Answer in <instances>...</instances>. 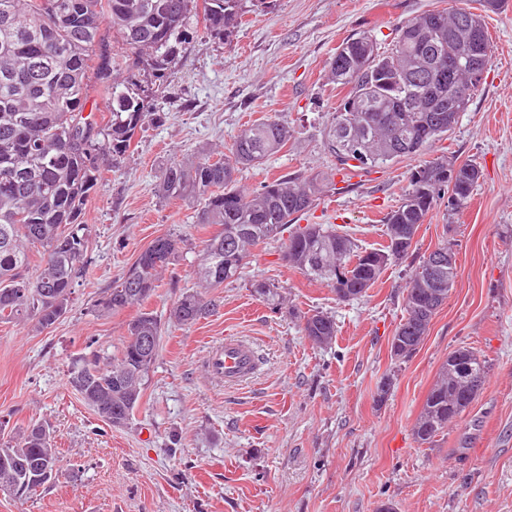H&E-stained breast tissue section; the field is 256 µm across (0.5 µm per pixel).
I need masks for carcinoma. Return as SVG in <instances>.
Wrapping results in <instances>:
<instances>
[{"instance_id":"1","label":"carcinoma","mask_w":512,"mask_h":512,"mask_svg":"<svg viewBox=\"0 0 512 512\" xmlns=\"http://www.w3.org/2000/svg\"><path fill=\"white\" fill-rule=\"evenodd\" d=\"M265 0H0V322L46 328L67 311L73 283L88 263L90 230L84 201L103 180L105 168L130 152L137 133L165 121L151 109L149 86L172 78L189 41V21L201 19L219 37L234 27L246 3ZM502 0H452L401 26L383 51L369 30L345 38L330 61L329 80L345 90L325 132L324 146L336 160L330 173L301 179L282 176L244 192L236 173L258 166L291 137L287 125L269 117L244 129L229 153L196 161L174 158L154 192L164 200L196 204V224H217L194 269L199 289L175 303L170 319L190 325L210 312L203 291L237 281L250 249L280 239L282 259L292 268L326 282L343 301L357 300L386 266L405 258L419 226L437 202L448 198V217L469 201L481 177L476 163L452 157L426 160L409 177L400 204L385 217L388 244L362 251L331 225H291L333 185L337 173L365 170L404 157L427 154L447 135L470 96L456 102L448 73L474 91L491 44L482 13ZM120 36L132 57L116 61L102 27ZM484 51L468 49L473 39ZM127 76L117 81V67ZM94 94L106 98L108 118L83 115ZM183 240L156 237L97 304L102 314L137 309L115 354L92 350L75 360L69 384L106 423L123 427L142 398L144 378L162 341L161 320L143 309L163 274L178 261ZM37 274L26 270L33 253ZM457 276L455 243L445 239L423 257L409 276L406 316L390 342L392 359L412 356L447 300ZM312 342L328 345L336 335L333 317L316 312L301 318ZM150 338L146 350L139 339ZM487 361L459 348L448 355L413 425L420 444H431L485 389ZM9 466L19 499L30 498L61 475L59 452L49 426L35 422L0 438V471Z\"/></svg>"}]
</instances>
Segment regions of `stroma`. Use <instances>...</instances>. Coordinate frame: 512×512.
Listing matches in <instances>:
<instances>
[{
    "label": "stroma",
    "mask_w": 512,
    "mask_h": 512,
    "mask_svg": "<svg viewBox=\"0 0 512 512\" xmlns=\"http://www.w3.org/2000/svg\"><path fill=\"white\" fill-rule=\"evenodd\" d=\"M448 0H269L223 36L195 26L170 84L153 103L165 123L140 134L84 204L88 259L67 312L38 330L0 323V422L48 423L60 450L56 484L24 502L0 494V512H512V0L487 13L492 58L465 112L431 155L476 162L468 204L448 217L438 202L407 259L386 267L364 297L337 300L326 283L288 266L278 243L253 247L241 278L208 291L217 307L188 326L169 313L195 290L194 268L213 227L153 186L163 165L205 149L227 151L268 117L288 124L287 145L241 169L245 190L293 174L329 171L324 128L341 96L327 79L342 40L372 31L389 49L405 23ZM420 158L336 177L298 224H333L359 248L386 244L385 215ZM183 238V255L147 307L161 320L160 355L129 424L114 428L69 383L89 349L116 351L133 311L99 315L97 301L157 236ZM456 243L457 278L416 352L392 360L412 269L443 238ZM277 286L281 304L255 283ZM336 321L329 346L304 336L301 316ZM252 340L263 372L229 386L204 368L224 337ZM467 346L488 361L489 382L429 445L412 427L448 355ZM392 385L386 399L378 391Z\"/></svg>",
    "instance_id": "35a3bbf8"
}]
</instances>
